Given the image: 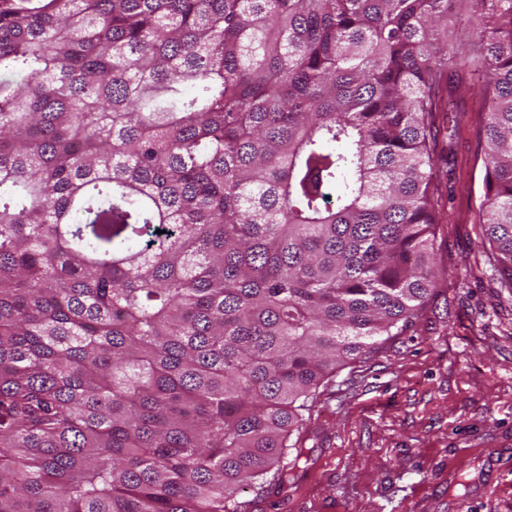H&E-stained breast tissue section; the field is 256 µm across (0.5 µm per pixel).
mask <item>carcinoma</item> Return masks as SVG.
Masks as SVG:
<instances>
[{"instance_id":"obj_1","label":"carcinoma","mask_w":512,"mask_h":512,"mask_svg":"<svg viewBox=\"0 0 512 512\" xmlns=\"http://www.w3.org/2000/svg\"><path fill=\"white\" fill-rule=\"evenodd\" d=\"M460 5L512 289V0H0V512H250L296 468L436 286ZM461 13L464 11H456L448 15V31L451 38L457 40V43L467 51L476 39V32L466 23Z\"/></svg>"}]
</instances>
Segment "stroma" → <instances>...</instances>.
<instances>
[{"label": "stroma", "instance_id": "35a3bbf8", "mask_svg": "<svg viewBox=\"0 0 512 512\" xmlns=\"http://www.w3.org/2000/svg\"><path fill=\"white\" fill-rule=\"evenodd\" d=\"M458 70L436 150L437 287L403 332L319 387L297 469L241 492L253 512H512V291L478 221L488 104Z\"/></svg>", "mask_w": 512, "mask_h": 512}]
</instances>
